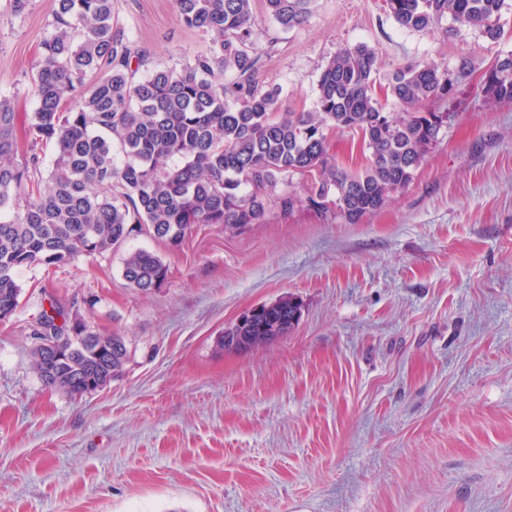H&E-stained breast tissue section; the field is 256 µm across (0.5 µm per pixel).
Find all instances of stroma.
Returning a JSON list of instances; mask_svg holds the SVG:
<instances>
[{
    "mask_svg": "<svg viewBox=\"0 0 512 512\" xmlns=\"http://www.w3.org/2000/svg\"><path fill=\"white\" fill-rule=\"evenodd\" d=\"M54 0L14 16L0 0V94L25 134L32 75ZM149 65L181 69L209 47L174 0H114ZM259 79L288 111L314 109L345 45L379 57V82L428 59L477 70L500 40L405 31L383 0H316L282 30L254 0ZM470 76L411 183L356 224L299 208L243 231L198 225L173 248L143 232L94 260L31 266L0 321V512H512V103ZM169 267L142 292L129 251ZM293 297L294 330L226 351L245 310ZM123 336L129 357L104 389L46 388L33 328L52 305Z\"/></svg>",
    "mask_w": 512,
    "mask_h": 512,
    "instance_id": "stroma-1",
    "label": "stroma"
}]
</instances>
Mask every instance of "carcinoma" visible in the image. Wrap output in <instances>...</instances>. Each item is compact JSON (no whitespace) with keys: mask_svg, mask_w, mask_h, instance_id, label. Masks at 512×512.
Returning a JSON list of instances; mask_svg holds the SVG:
<instances>
[{"mask_svg":"<svg viewBox=\"0 0 512 512\" xmlns=\"http://www.w3.org/2000/svg\"><path fill=\"white\" fill-rule=\"evenodd\" d=\"M254 0H175L187 27L211 36L209 49L180 70L150 68L135 44L114 25L113 0H55L51 32L41 42L32 82L38 100L18 154L16 112L0 96V311H15L16 274L32 265L60 266L109 252L147 229L179 245L198 224L226 229L264 224L271 210L289 214L304 204L333 203L355 224L381 209L412 181L427 150L447 125L453 104L475 69L463 57L450 69L434 61L396 68L387 90L400 111L376 92L378 59L366 44L341 48L321 72L311 112L280 111L281 89L260 84L262 55L254 33ZM315 0H265L285 30L303 25ZM387 13L408 31L456 34L477 26L491 40L506 0H384ZM452 19L453 25L444 24ZM230 80L223 81V75ZM484 96L512 101V52L480 74ZM361 135L365 163H336L329 134ZM53 145L50 165L45 149ZM316 171L301 197L292 179ZM47 188H41L42 183ZM122 275L141 291L161 285L168 266L156 254L129 253ZM301 305L288 298L226 336L288 335ZM103 352L65 339L72 362L48 370L41 348L32 366L42 383L81 395L92 374L118 376L128 350L121 336L100 335ZM117 343L121 351L109 353Z\"/></svg>","mask_w":512,"mask_h":512,"instance_id":"1","label":"carcinoma"}]
</instances>
